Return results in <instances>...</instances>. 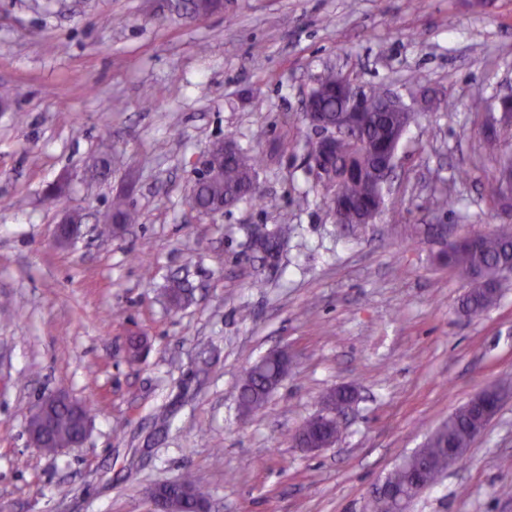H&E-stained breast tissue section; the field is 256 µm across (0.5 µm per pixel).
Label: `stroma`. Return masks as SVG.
<instances>
[{
    "instance_id": "stroma-1",
    "label": "stroma",
    "mask_w": 512,
    "mask_h": 512,
    "mask_svg": "<svg viewBox=\"0 0 512 512\" xmlns=\"http://www.w3.org/2000/svg\"><path fill=\"white\" fill-rule=\"evenodd\" d=\"M328 68L404 100L415 75L450 103L407 129L380 215L353 232L306 164L303 101ZM1 87L0 512H150L148 489L188 472L211 512H373L375 485L494 384L497 414L407 512H512V284L465 315L432 230L508 224L470 103L512 89V0H230L195 22L162 0H0ZM225 138L261 157L264 200L201 215L197 162ZM118 195L140 219L98 235ZM64 208L84 222L61 246ZM281 224L273 266L251 239ZM178 282L193 300L175 310ZM273 351L288 377L242 414L241 379ZM346 385L339 441L292 447ZM60 389L92 426L47 454L27 418Z\"/></svg>"
}]
</instances>
